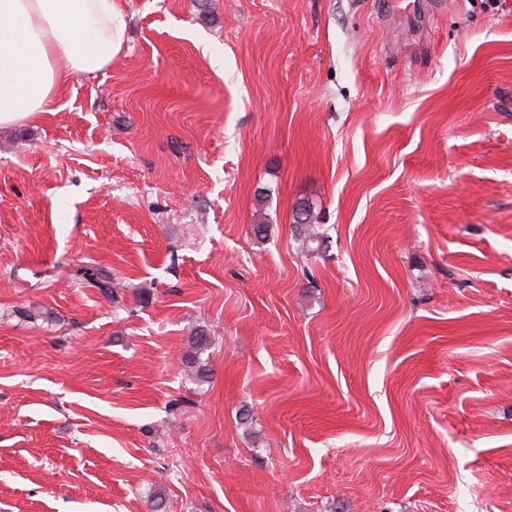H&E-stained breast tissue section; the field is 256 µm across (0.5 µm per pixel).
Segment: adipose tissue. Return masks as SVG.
I'll return each mask as SVG.
<instances>
[{
  "mask_svg": "<svg viewBox=\"0 0 512 512\" xmlns=\"http://www.w3.org/2000/svg\"><path fill=\"white\" fill-rule=\"evenodd\" d=\"M119 0H0V126L52 112L58 89L122 54Z\"/></svg>",
  "mask_w": 512,
  "mask_h": 512,
  "instance_id": "obj_1",
  "label": "adipose tissue"
}]
</instances>
